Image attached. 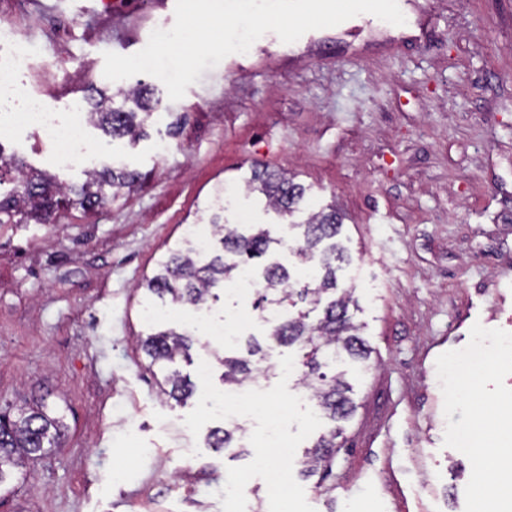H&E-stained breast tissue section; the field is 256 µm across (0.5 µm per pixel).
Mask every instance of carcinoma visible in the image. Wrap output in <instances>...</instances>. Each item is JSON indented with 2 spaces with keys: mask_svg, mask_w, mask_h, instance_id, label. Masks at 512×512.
I'll use <instances>...</instances> for the list:
<instances>
[{
  "mask_svg": "<svg viewBox=\"0 0 512 512\" xmlns=\"http://www.w3.org/2000/svg\"><path fill=\"white\" fill-rule=\"evenodd\" d=\"M98 95L90 120L97 122L114 138L139 139L144 134V119L151 116L154 91L141 85L119 87L112 95L96 88ZM137 179L134 171L109 168L88 174L79 188H65L53 183L45 174L27 175L23 166L3 156L0 148V186L12 188L0 193V224H25L29 220L46 224L61 208L78 204L91 209L116 199L122 189ZM255 190L262 193L270 206L282 215L291 216L304 201L306 188L267 167L254 171ZM214 245L219 253L197 256L191 242L168 250L157 261L152 275L141 287L174 307L197 306L218 300L212 289L233 280L243 269L255 273L263 288L258 291L257 307L282 313L266 340L299 352L296 385L307 392L325 431L306 449L298 461L299 475L309 478L332 471L336 454L343 447L344 424L356 414L355 390L342 365L350 362L368 367L371 349L361 335V325L350 308H358L351 290L337 293V272L349 261L340 236L343 216L329 207L310 215L304 224H288L295 246L293 254L301 263L314 268L316 277L304 284L292 279L290 269L277 254L286 248L282 236L272 235L265 224L235 225L213 222ZM200 340L186 329L162 326L138 338L140 350L149 359L147 369L157 370L159 395L178 404L185 403L195 392L190 377L176 368L179 361L191 362V351ZM261 342L249 336L245 351L215 355L222 368L221 381L226 389L245 388L255 382L258 364L265 361ZM64 427L62 417L40 404L17 416L3 414L0 419V487L10 484L26 462L57 444ZM246 427L237 422L229 427L217 426L206 435L207 446L217 451L235 447Z\"/></svg>",
  "mask_w": 512,
  "mask_h": 512,
  "instance_id": "cac0c4a2",
  "label": "carcinoma"
}]
</instances>
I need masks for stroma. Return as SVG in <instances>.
<instances>
[{"instance_id":"35a3bbf8","label":"stroma","mask_w":512,"mask_h":512,"mask_svg":"<svg viewBox=\"0 0 512 512\" xmlns=\"http://www.w3.org/2000/svg\"><path fill=\"white\" fill-rule=\"evenodd\" d=\"M405 24L359 18L283 43L272 32L204 70L171 101L156 90L147 138L87 125L96 168L139 180L54 224H0V409L46 402L64 417L57 447L27 480L0 489V512H464L472 467L444 444L436 359L474 324L512 332V0H401ZM176 0H0V30L32 42L39 67L17 80L70 111L102 85L104 52L132 55L172 27ZM27 171L80 186L36 133L0 141ZM288 173L344 216L353 290L372 348L359 409L326 479L300 477L314 408L290 376L262 381L264 408L287 412L288 490L270 495L252 457L207 447L222 425L208 402L220 369L186 403L162 402L136 347L141 280L205 223L217 188L235 190L228 224L281 231L247 183ZM128 466L120 480L113 468Z\"/></svg>"}]
</instances>
